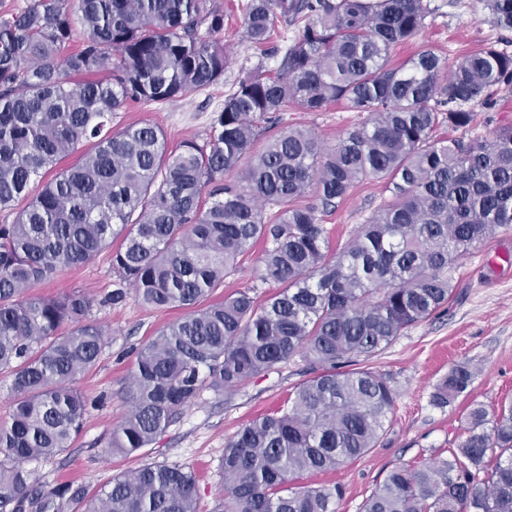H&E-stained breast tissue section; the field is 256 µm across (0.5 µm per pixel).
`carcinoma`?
I'll return each instance as SVG.
<instances>
[{
    "mask_svg": "<svg viewBox=\"0 0 512 512\" xmlns=\"http://www.w3.org/2000/svg\"><path fill=\"white\" fill-rule=\"evenodd\" d=\"M73 1L85 38L67 53ZM483 2L512 29V0ZM427 15L424 0H249L252 44L279 16L302 24L298 37L278 72L258 63L224 95L204 144L175 151L154 124H110L131 103L224 79V12L210 0H31L0 15V212L26 200L0 224V374L14 396L0 424V512H197L196 476L179 465L116 475L95 494L74 481L44 486L29 468L81 432L92 402L77 382L106 330L84 292L26 291L114 241L102 303L189 312L137 351L129 409L105 452H137L203 391L233 390L298 355L313 376L225 444L216 512H336L341 485L291 483L369 453L398 396L390 376L353 362L444 308L450 269L512 227V127L483 141L436 135L467 128L473 105L512 85V55L488 46L447 66L423 48L393 63ZM334 103L368 123L328 148L286 127L255 150L260 123ZM84 141L73 165L30 192ZM367 178L391 200L332 253L318 212ZM310 192L315 201L298 203ZM259 241L258 281L280 290L262 304L244 290L197 307ZM472 377L452 367L433 403L448 406ZM466 431L449 456L392 468L360 512H512V402L471 405Z\"/></svg>",
    "mask_w": 512,
    "mask_h": 512,
    "instance_id": "1",
    "label": "carcinoma"
}]
</instances>
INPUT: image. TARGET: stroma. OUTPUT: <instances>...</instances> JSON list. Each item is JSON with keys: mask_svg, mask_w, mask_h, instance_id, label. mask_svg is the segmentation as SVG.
I'll return each mask as SVG.
<instances>
[{"mask_svg": "<svg viewBox=\"0 0 512 512\" xmlns=\"http://www.w3.org/2000/svg\"><path fill=\"white\" fill-rule=\"evenodd\" d=\"M224 11L221 39L230 54V65L218 84L167 103H135L112 119L113 130L134 123L159 125L169 148L182 142H204L214 113L244 68L264 61L278 70L289 37L298 33L294 24L275 23L263 48L243 37L247 0H215ZM430 13L414 45L399 49L394 62H402L415 47L432 48L450 63L459 57L494 45L512 55V31L493 26L482 0H427ZM490 106H476L474 123L465 130L440 128L439 136L463 140L488 138L494 128L512 126V90L493 97ZM367 113L331 105L322 112L288 110L282 124H272L266 137L281 125L311 129L320 144L335 145L339 137L360 127ZM390 198L383 181L356 183L348 197L321 216L332 248L343 247ZM452 297L447 308L413 326L372 357L360 359L362 367L390 375L399 397L388 416L387 429L377 448L326 475L312 476L315 484L339 483L345 495L337 512H359L363 501L402 462H422L447 454L464 437L471 404L496 407L512 399V228H501L471 249L450 272ZM110 250L90 261L58 272L29 288L32 296H54L86 291L104 297L112 289ZM174 309L145 307L135 301L122 306L94 305L92 317L108 332L100 358L78 381L88 398L106 395L104 406L89 410L84 427L71 448L61 455L34 463L41 483L53 485L73 479L98 491L113 476L130 473L150 463L178 464L198 475V512H212L224 494L221 459L224 446L246 423L279 407L294 388L309 376L307 365L294 359L276 365L233 392L202 393L147 447L125 456L108 453L112 430L128 410L126 392L134 367L136 348L149 342L162 327L179 318ZM469 365L474 373L467 394L448 406L433 404L436 383L456 365Z\"/></svg>", "mask_w": 512, "mask_h": 512, "instance_id": "obj_1", "label": "stroma"}]
</instances>
